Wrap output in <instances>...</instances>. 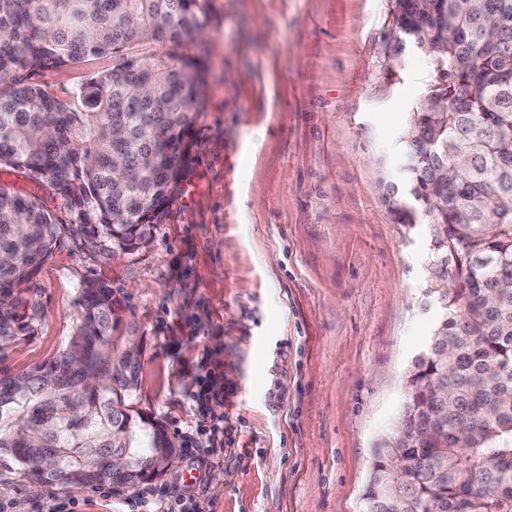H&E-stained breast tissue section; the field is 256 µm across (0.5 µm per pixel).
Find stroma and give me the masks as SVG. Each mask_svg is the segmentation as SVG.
<instances>
[{"label": "stroma", "mask_w": 512, "mask_h": 512, "mask_svg": "<svg viewBox=\"0 0 512 512\" xmlns=\"http://www.w3.org/2000/svg\"><path fill=\"white\" fill-rule=\"evenodd\" d=\"M200 4L203 35L158 47L202 55L206 71L183 180L147 244L90 248L66 199L0 168V183L38 198L59 228L35 277L38 334L0 372L52 357L74 330L78 288L104 282L118 334L140 344L139 409L200 458L151 482L147 508L133 488L60 495L85 512H158L188 493L202 512H362L375 448L439 309L428 218L396 223L385 201L406 182L401 135L434 65L410 48L392 58V0ZM113 64L36 81L60 96ZM204 376L222 395L206 409L193 400Z\"/></svg>", "instance_id": "1"}]
</instances>
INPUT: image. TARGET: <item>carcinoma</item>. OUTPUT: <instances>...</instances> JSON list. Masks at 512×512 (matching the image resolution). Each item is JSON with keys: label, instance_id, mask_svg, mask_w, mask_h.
I'll use <instances>...</instances> for the list:
<instances>
[{"label": "carcinoma", "instance_id": "1", "mask_svg": "<svg viewBox=\"0 0 512 512\" xmlns=\"http://www.w3.org/2000/svg\"><path fill=\"white\" fill-rule=\"evenodd\" d=\"M395 53H428L436 79L406 126L400 224L429 217L447 245L429 289L440 312L381 440L363 512H512V0H401ZM198 0H0V166L67 199L91 246L147 241L179 188L203 83L196 56L160 55L198 27ZM112 55L68 97L32 81ZM58 228L36 199L0 185V360L37 334L34 276ZM453 278L454 288L447 286ZM75 331L29 371L0 374V457L31 485L134 487L180 449L135 408L141 364L112 335L118 302L89 281ZM136 465L112 474L111 451Z\"/></svg>", "mask_w": 512, "mask_h": 512}]
</instances>
